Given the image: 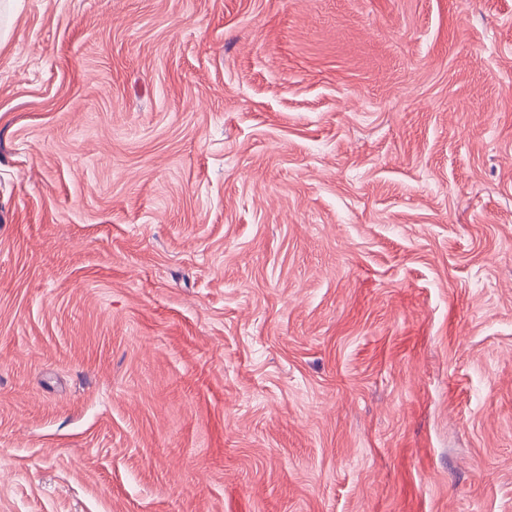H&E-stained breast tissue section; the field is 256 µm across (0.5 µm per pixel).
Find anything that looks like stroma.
Returning <instances> with one entry per match:
<instances>
[{"label": "stroma", "instance_id": "1", "mask_svg": "<svg viewBox=\"0 0 512 512\" xmlns=\"http://www.w3.org/2000/svg\"><path fill=\"white\" fill-rule=\"evenodd\" d=\"M0 512H512V0H0Z\"/></svg>", "mask_w": 512, "mask_h": 512}]
</instances>
